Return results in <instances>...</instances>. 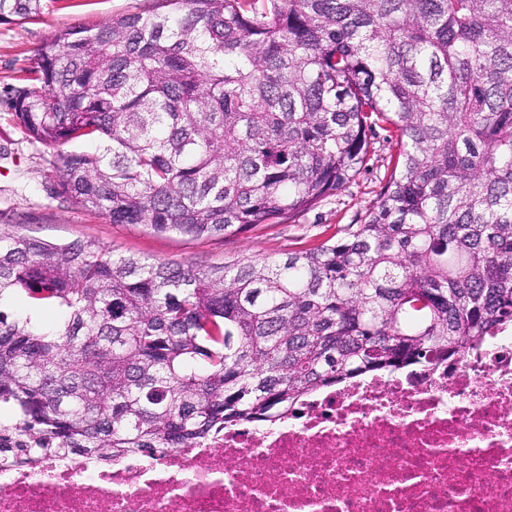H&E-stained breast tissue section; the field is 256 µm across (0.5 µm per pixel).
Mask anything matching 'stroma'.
<instances>
[{
	"label": "stroma",
	"instance_id": "35a3bbf8",
	"mask_svg": "<svg viewBox=\"0 0 512 512\" xmlns=\"http://www.w3.org/2000/svg\"><path fill=\"white\" fill-rule=\"evenodd\" d=\"M152 0H51L42 19L0 24V231L50 243L93 240L114 253L171 260L208 269L245 259L278 257L316 246L356 223L375 201L396 141L378 128L370 138L367 166L356 180L299 217L282 224H259L224 237L157 235L138 224H113L95 212L52 196L55 173L49 149L30 144L5 99L32 64L39 46L55 31L102 23L113 15L148 11Z\"/></svg>",
	"mask_w": 512,
	"mask_h": 512
}]
</instances>
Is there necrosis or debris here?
Masks as SVG:
<instances>
[{
  "instance_id": "4bbe7bcc",
  "label": "necrosis or debris",
  "mask_w": 512,
  "mask_h": 512,
  "mask_svg": "<svg viewBox=\"0 0 512 512\" xmlns=\"http://www.w3.org/2000/svg\"><path fill=\"white\" fill-rule=\"evenodd\" d=\"M0 512H512V333L189 448L0 468Z\"/></svg>"
}]
</instances>
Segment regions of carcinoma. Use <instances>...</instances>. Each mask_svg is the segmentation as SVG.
Returning a JSON list of instances; mask_svg holds the SVG:
<instances>
[{
	"mask_svg": "<svg viewBox=\"0 0 512 512\" xmlns=\"http://www.w3.org/2000/svg\"><path fill=\"white\" fill-rule=\"evenodd\" d=\"M153 2L57 31L11 89L51 194L226 236L345 188L377 126L398 153L340 238L282 258L205 270L0 233V467L184 448L512 326V0ZM42 10L0 0V24Z\"/></svg>",
	"mask_w": 512,
	"mask_h": 512,
	"instance_id": "1",
	"label": "carcinoma"
}]
</instances>
